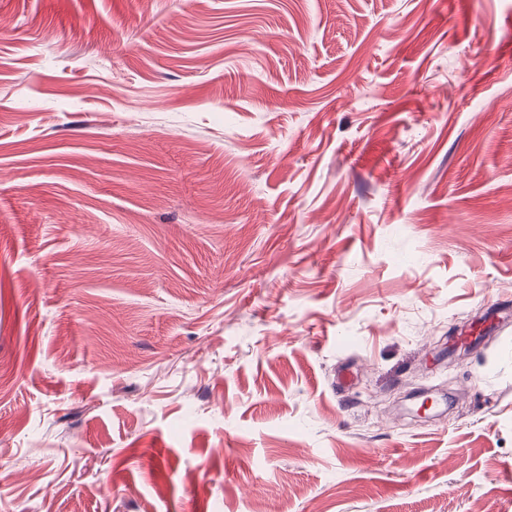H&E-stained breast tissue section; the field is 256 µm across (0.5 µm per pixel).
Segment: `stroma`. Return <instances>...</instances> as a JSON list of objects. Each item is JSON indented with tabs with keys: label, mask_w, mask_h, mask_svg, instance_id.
Here are the masks:
<instances>
[{
	"label": "stroma",
	"mask_w": 512,
	"mask_h": 512,
	"mask_svg": "<svg viewBox=\"0 0 512 512\" xmlns=\"http://www.w3.org/2000/svg\"><path fill=\"white\" fill-rule=\"evenodd\" d=\"M1 17L0 512H512V0Z\"/></svg>",
	"instance_id": "stroma-1"
}]
</instances>
